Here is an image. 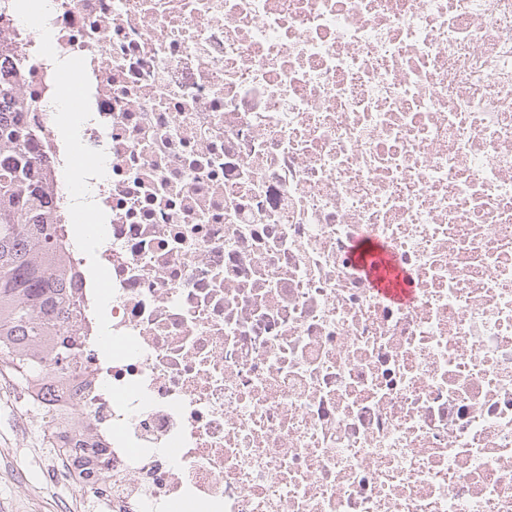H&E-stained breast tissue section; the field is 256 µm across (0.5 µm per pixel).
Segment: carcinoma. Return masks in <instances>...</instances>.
<instances>
[{
	"instance_id": "carcinoma-1",
	"label": "carcinoma",
	"mask_w": 512,
	"mask_h": 512,
	"mask_svg": "<svg viewBox=\"0 0 512 512\" xmlns=\"http://www.w3.org/2000/svg\"><path fill=\"white\" fill-rule=\"evenodd\" d=\"M15 87L0 80V374L22 384L36 375L31 345L54 336V358L81 352L76 335H60L76 311L69 277L53 262L52 219L46 185L23 146L29 131L18 121Z\"/></svg>"
}]
</instances>
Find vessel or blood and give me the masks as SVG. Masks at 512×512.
<instances>
[{
    "mask_svg": "<svg viewBox=\"0 0 512 512\" xmlns=\"http://www.w3.org/2000/svg\"><path fill=\"white\" fill-rule=\"evenodd\" d=\"M351 253L369 288L393 303L412 304L414 291L407 286L409 274L386 245L360 236L353 240Z\"/></svg>",
    "mask_w": 512,
    "mask_h": 512,
    "instance_id": "vessel-or-blood-1",
    "label": "vessel or blood"
}]
</instances>
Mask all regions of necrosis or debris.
<instances>
[{
	"label": "necrosis or debris",
	"mask_w": 512,
	"mask_h": 512,
	"mask_svg": "<svg viewBox=\"0 0 512 512\" xmlns=\"http://www.w3.org/2000/svg\"><path fill=\"white\" fill-rule=\"evenodd\" d=\"M0 44L85 339L0 388L62 437L47 481L512 512V0H0ZM351 253L358 272L375 293L401 306L413 303L414 288H407L409 274L386 245L359 236L352 242Z\"/></svg>",
	"instance_id": "necrosis-or-debris-1"
}]
</instances>
